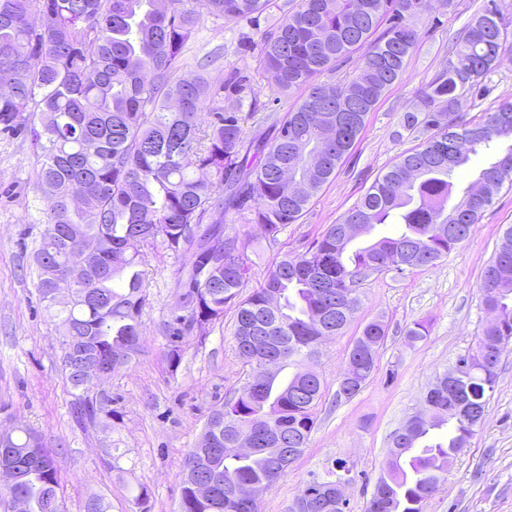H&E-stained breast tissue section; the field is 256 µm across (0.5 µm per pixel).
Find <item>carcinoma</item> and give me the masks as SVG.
Here are the masks:
<instances>
[{
	"label": "carcinoma",
	"mask_w": 512,
	"mask_h": 512,
	"mask_svg": "<svg viewBox=\"0 0 512 512\" xmlns=\"http://www.w3.org/2000/svg\"><path fill=\"white\" fill-rule=\"evenodd\" d=\"M426 0H0V133L28 134L39 150L37 190L50 201L34 253L38 291L58 319L63 356L92 351L105 362L118 350L124 367L140 352L141 315L146 301L145 250L159 246L181 255L177 288L185 315L167 324L168 359H181V340L196 329L224 320L236 307L234 340L250 366L242 391L214 410L199 442L184 459L179 479L181 512H259L256 502H236L226 484L277 482L274 472L284 448L276 434L286 431L307 446L314 409L322 397L320 376L306 378L305 361L319 350L313 337L339 334L361 303L362 274L374 262L401 274L427 267L468 238L472 226L504 184L512 185V144L482 168L476 180L448 204L452 177L469 154L500 139H512V98L503 99L479 123L455 116L459 98L477 96L481 84L507 49L501 11L487 0L455 44L443 70L426 86L420 106L406 113L403 127L426 132L419 146L376 179L365 195L306 251L285 255L269 269L259 288L240 297L251 278L262 244L240 235L237 225L257 224L271 243L296 223L355 146L380 97L404 76L405 59L418 42L412 18ZM279 19L260 29L273 10ZM238 25L237 44L274 77L278 94L299 92V103L279 118L229 111L224 100L241 102L251 92L250 76L239 69L213 85L197 75L176 76L177 57L203 15ZM384 30H379L381 22ZM378 37H373L376 31ZM261 34L255 42L254 35ZM361 52L357 73L344 83L312 78L349 54ZM206 111L209 119L201 121ZM43 116L41 128L27 113ZM348 114L340 142L318 154L316 175L296 192L292 169L297 142L318 140V123ZM270 122L273 137L246 136L249 122ZM212 213L219 218L204 220ZM381 224L399 229L350 250L345 228ZM241 254L228 265L236 243ZM80 266L79 280L57 304L46 290ZM483 303L497 325L483 329L476 346L461 357L455 379L456 407L448 413V376L436 379L425 406L391 437L383 475L375 484L379 508L365 512H423L445 481L448 465L473 436V413L485 415L496 361L512 342V225L503 230L493 260L483 273ZM387 339L380 320L366 323L348 353V386L338 394L357 395L377 367ZM277 370L259 377L267 360ZM71 387L84 393L80 417L94 420L102 406L89 396L82 373L62 361ZM295 372L280 378L287 367ZM448 426L447 439L433 430ZM239 432L254 438L256 450L241 454ZM7 461L16 470L0 499H27V512H56L60 461L45 449L32 457L41 439L28 427L4 433ZM201 467L197 478L212 485V499L195 496L187 480L189 458ZM348 463L338 459L299 490L290 512H342L336 482Z\"/></svg>",
	"instance_id": "carcinoma-1"
}]
</instances>
